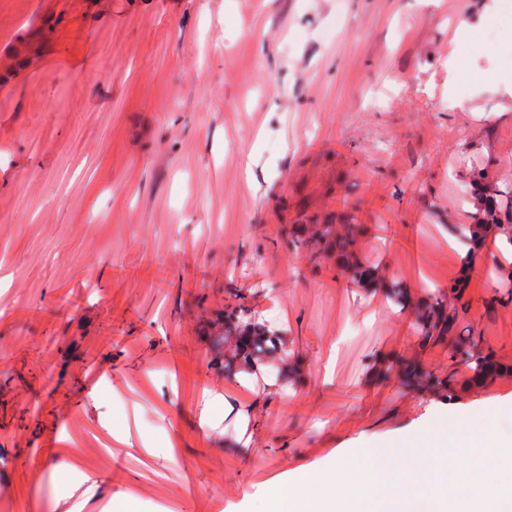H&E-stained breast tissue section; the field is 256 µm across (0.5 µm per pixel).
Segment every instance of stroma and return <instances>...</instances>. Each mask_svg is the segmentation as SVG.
Segmentation results:
<instances>
[{
	"label": "stroma",
	"mask_w": 512,
	"mask_h": 512,
	"mask_svg": "<svg viewBox=\"0 0 512 512\" xmlns=\"http://www.w3.org/2000/svg\"><path fill=\"white\" fill-rule=\"evenodd\" d=\"M478 183L512 190V0H0V512H251L257 471L377 434L512 436V249L448 248ZM323 224L408 303L349 283ZM235 307L287 359L226 378ZM472 337L509 373L470 385ZM432 302H424L417 309L416 320L423 330L424 336L433 337L434 330H447L452 323V318L445 314V308L441 298L432 299Z\"/></svg>",
	"instance_id": "stroma-1"
}]
</instances>
